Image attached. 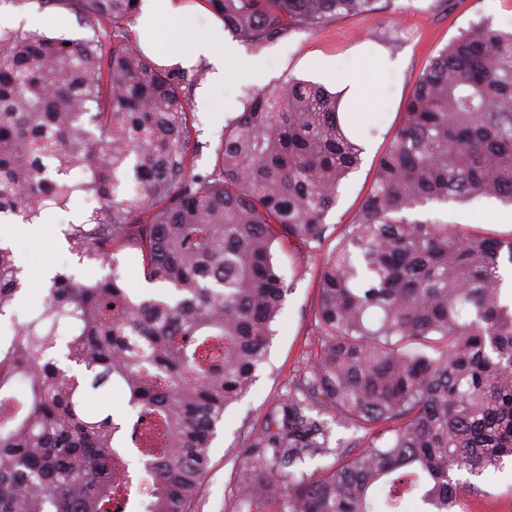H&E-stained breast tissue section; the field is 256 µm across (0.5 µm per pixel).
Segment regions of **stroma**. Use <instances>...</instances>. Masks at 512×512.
I'll return each mask as SVG.
<instances>
[{
	"instance_id": "stroma-1",
	"label": "stroma",
	"mask_w": 512,
	"mask_h": 512,
	"mask_svg": "<svg viewBox=\"0 0 512 512\" xmlns=\"http://www.w3.org/2000/svg\"><path fill=\"white\" fill-rule=\"evenodd\" d=\"M29 13L62 17L56 34L70 38L86 34L71 11L48 4L47 0H0V27L16 28L17 16ZM478 22L511 32L512 0H379V7L373 12L334 17L317 30H297L259 47L240 44L242 57L266 62L267 75L262 82L266 88L276 87L291 76L321 82L315 67L320 58L335 59L343 68L362 51H371L375 57L381 102L368 110L362 122L366 149L360 167L345 181L335 208L326 218L327 224L349 223L372 182L376 162L390 143L400 122L402 105L419 76L451 39ZM249 89V84L228 79L224 87L211 92L213 111L197 112L203 144L197 168H205L212 161L228 118L241 111L240 99ZM96 205L94 199L76 197L68 210L51 211L48 223L36 233L19 217L0 222V245L11 248L14 254L29 256L24 272L31 287L27 303L17 304L9 315L0 317V336L12 332L15 324L26 321L31 311L41 305L47 291V270L64 268L85 282L109 273V266L102 263L79 261L60 232L64 225L84 221ZM502 211L498 201L480 197L465 205L430 203L417 209L415 215L451 224H491ZM272 253L290 291L274 325L276 334L268 349L267 363L247 393L226 409L224 422L217 429L210 450V469L192 505L194 512H233L235 497L241 490L243 439L260 413L285 393L289 378L313 340L316 279L305 271V259L290 245H274ZM476 483L480 491L468 495L469 512H512L511 465L477 478Z\"/></svg>"
}]
</instances>
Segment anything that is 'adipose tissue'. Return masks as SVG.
Returning <instances> with one entry per match:
<instances>
[{"instance_id":"ef3b65f1","label":"adipose tissue","mask_w":512,"mask_h":512,"mask_svg":"<svg viewBox=\"0 0 512 512\" xmlns=\"http://www.w3.org/2000/svg\"><path fill=\"white\" fill-rule=\"evenodd\" d=\"M137 28L150 58L166 59L185 67L199 59H209L214 66L211 85H223L234 72L252 80L263 77L262 64L242 63L238 49L224 32L223 23H214L203 33H195L192 14L181 0H145ZM319 67L326 76L340 77L343 105L359 109L376 99L379 84L372 72L370 56H360L342 72L337 71L335 61L330 58L322 59Z\"/></svg>"}]
</instances>
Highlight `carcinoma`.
<instances>
[{
	"mask_svg": "<svg viewBox=\"0 0 512 512\" xmlns=\"http://www.w3.org/2000/svg\"><path fill=\"white\" fill-rule=\"evenodd\" d=\"M45 2L87 35L0 31V214L31 222L94 196L101 208L63 234L112 273H55L0 355V512H130L119 448L140 454L143 512H191L216 429L266 362L290 291L273 244L320 248L362 148L339 94L290 78L246 93L211 170L197 171L198 78L132 43L140 3ZM204 2L258 47L377 0ZM478 197L512 206V32L484 22L420 75L320 267L318 349L245 436L236 512H466L478 487L460 476L512 462V230L403 216ZM127 246L160 290L127 287L114 257ZM20 274L0 247V316ZM115 388L126 419L86 408ZM334 423L362 435L335 441Z\"/></svg>",
	"mask_w": 512,
	"mask_h": 512,
	"instance_id": "carcinoma-1",
	"label": "carcinoma"
}]
</instances>
